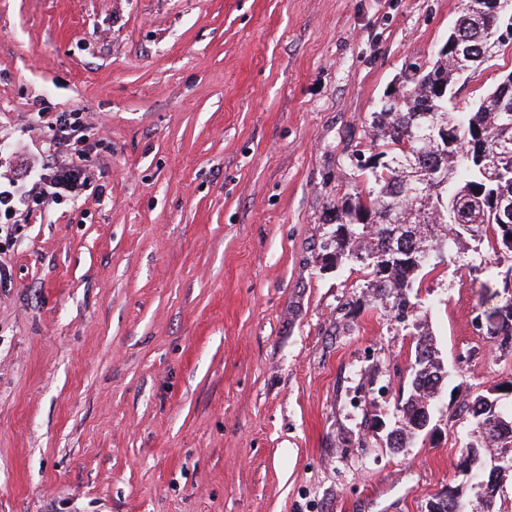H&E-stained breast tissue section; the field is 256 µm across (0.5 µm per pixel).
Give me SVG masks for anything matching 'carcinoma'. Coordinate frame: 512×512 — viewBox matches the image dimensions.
Listing matches in <instances>:
<instances>
[{"label": "carcinoma", "instance_id": "obj_1", "mask_svg": "<svg viewBox=\"0 0 512 512\" xmlns=\"http://www.w3.org/2000/svg\"><path fill=\"white\" fill-rule=\"evenodd\" d=\"M457 24L460 36L476 45L478 29L491 22L467 9ZM440 71L453 83L452 64L441 55L410 80L394 110L374 113L367 151L379 163L361 166L365 185L336 203L339 222L326 220L323 266L359 268L365 272L363 287L370 300L396 312L409 308L408 293L423 271L433 272L447 255L467 262L465 252L450 250L462 239L488 235L497 246L493 253L512 254V223H499L494 205V193L500 189L512 197V97L502 100L494 89L461 112L449 110L443 100L426 115V100L433 94L427 76ZM443 128L455 131L458 139L441 149L432 134ZM476 138L497 162L496 183L485 179L471 155V141ZM360 209L371 215L370 223L351 221ZM445 378L432 339L419 338L409 395L400 407L404 428L391 433L388 447L400 448L404 440L427 428L429 408ZM464 406L478 439L461 448L460 467L465 473L487 476L482 485L485 496L492 499L503 466H484V454L490 447H512V406L506 409L500 397L484 394ZM436 502L438 512H469L460 486L448 488Z\"/></svg>", "mask_w": 512, "mask_h": 512}]
</instances>
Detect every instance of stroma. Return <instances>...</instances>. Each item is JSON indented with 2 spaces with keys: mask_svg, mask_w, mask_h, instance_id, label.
<instances>
[{
  "mask_svg": "<svg viewBox=\"0 0 512 512\" xmlns=\"http://www.w3.org/2000/svg\"><path fill=\"white\" fill-rule=\"evenodd\" d=\"M466 0H0V180L83 109L91 178L0 253V512H428L463 485V400L504 394L512 348L477 319L512 299L487 242L396 316L322 268L353 150ZM512 71L500 47L465 108ZM448 370L403 424L420 332Z\"/></svg>",
  "mask_w": 512,
  "mask_h": 512,
  "instance_id": "35a3bbf8",
  "label": "stroma"
}]
</instances>
